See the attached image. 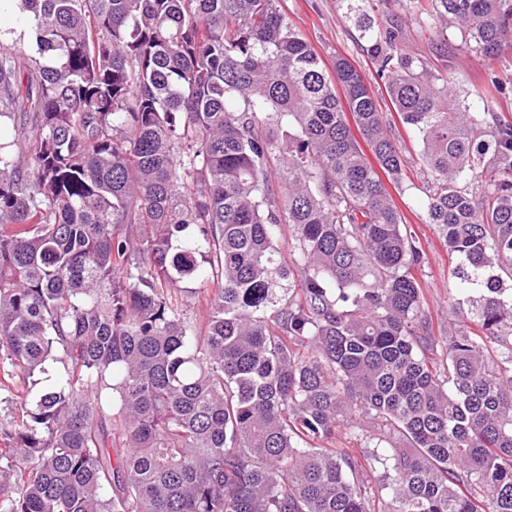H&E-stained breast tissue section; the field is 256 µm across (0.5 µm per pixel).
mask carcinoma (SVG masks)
Here are the masks:
<instances>
[{"label":"carcinoma","mask_w":512,"mask_h":512,"mask_svg":"<svg viewBox=\"0 0 512 512\" xmlns=\"http://www.w3.org/2000/svg\"><path fill=\"white\" fill-rule=\"evenodd\" d=\"M430 2L512 51V0ZM4 10L35 49L0 46V512H512V120L359 22L481 329L437 336L408 158L276 0ZM393 126V134L403 149L404 154L410 159L416 160L422 149V143L417 134L410 129L404 128L399 122Z\"/></svg>","instance_id":"carcinoma-1"}]
</instances>
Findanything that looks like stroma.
Wrapping results in <instances>:
<instances>
[{
  "instance_id": "obj_1",
  "label": "stroma",
  "mask_w": 512,
  "mask_h": 512,
  "mask_svg": "<svg viewBox=\"0 0 512 512\" xmlns=\"http://www.w3.org/2000/svg\"><path fill=\"white\" fill-rule=\"evenodd\" d=\"M359 12L368 14L376 25H390L400 19L405 23V44L410 53L419 57L432 68L448 74L455 84L460 100L475 112H495L512 117V94L496 92L476 97L473 90L483 83L488 69L497 70L502 78L512 81V53L489 60L466 47L461 33L454 28L439 29L431 21L409 15V0H355ZM279 10L288 21L315 47L324 61L336 55L348 58L360 71L374 95L381 112L392 113V105L383 86L375 81V66L362 50L359 33L345 16L343 0H277ZM393 134L410 158L411 164L402 182V190L394 199L404 213L408 224L415 231L426 262L418 271L427 296L434 331L443 334L448 329V285L457 264L449 256L448 248L434 233L430 225L422 221L426 209L423 188L427 181L425 170L416 159L422 149L417 134L397 125Z\"/></svg>"
}]
</instances>
